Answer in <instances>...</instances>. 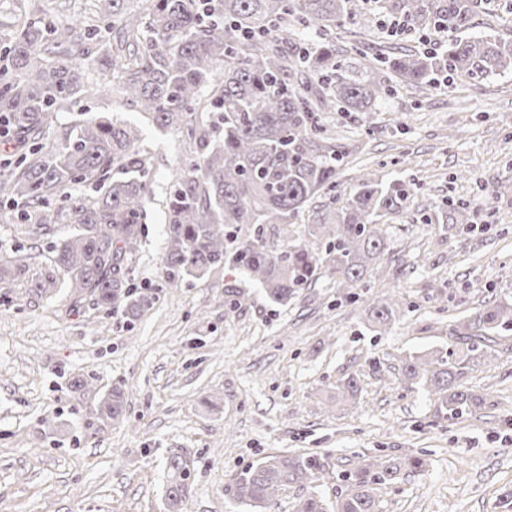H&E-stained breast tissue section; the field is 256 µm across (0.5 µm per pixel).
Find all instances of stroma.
Here are the masks:
<instances>
[{
  "mask_svg": "<svg viewBox=\"0 0 512 512\" xmlns=\"http://www.w3.org/2000/svg\"><path fill=\"white\" fill-rule=\"evenodd\" d=\"M89 109L143 129L151 198L129 276L160 299L132 320L118 308H72L65 289L33 294L53 272L48 256L0 222V248L26 256L24 274L0 280V512H164L172 451L195 461L182 512H233L228 481L278 451L318 453L316 488L331 500L355 455L423 456L424 471L378 489L377 512H512V330L468 375L487 400L471 415L437 420L401 374L404 356L447 349L450 325L512 297V69L430 91L400 85L376 111L320 115L347 155L335 195L316 198L301 223L345 202L360 173L413 185L404 208L383 217L389 247L356 287L376 300L397 291L411 305L382 335L327 272L285 306L227 267L166 286L163 202L188 135L109 96ZM453 203L469 226L448 223ZM229 288L244 293L234 309ZM350 375L356 397L337 399ZM115 386L126 412L106 421L98 409Z\"/></svg>",
  "mask_w": 512,
  "mask_h": 512,
  "instance_id": "obj_1",
  "label": "stroma"
}]
</instances>
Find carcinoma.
Segmentation results:
<instances>
[{"label":"carcinoma","mask_w":512,"mask_h":512,"mask_svg":"<svg viewBox=\"0 0 512 512\" xmlns=\"http://www.w3.org/2000/svg\"><path fill=\"white\" fill-rule=\"evenodd\" d=\"M125 2L112 0V11L87 25L60 24L35 7L0 38V122L13 145L0 170V221L47 238L71 306L89 299L107 315L121 306L134 319L156 300L153 289L127 278L144 234L151 162L140 127L105 116L76 119L52 144L43 143L57 113L106 91L105 84H83L79 60L112 57L120 72L112 93L161 128L187 130L195 144L165 200L168 285L226 264L280 305L326 267L342 287L362 280L386 249L375 221L412 196L403 181L384 185L363 173L345 203L293 230L315 196L336 189L345 157L320 128L318 113L338 106L371 112L396 84L427 89L446 74L480 80L512 69L511 41L465 36L477 15L489 13L490 0H375L371 8L364 0H141L133 12ZM396 18L422 34H448L447 49L386 46L357 68L332 36L352 26L364 37L379 20ZM316 24L317 44L299 37ZM198 112L208 120L193 119ZM79 184L96 187L92 200L72 196ZM62 216L69 233L58 237L54 225ZM245 226L250 234L243 237ZM347 299L365 304L380 334L408 314L397 294L369 303L359 293ZM509 329L512 303L490 302L451 329L452 349L403 357L404 377L433 397L436 418L457 419L484 404L464 381L488 357L493 336ZM122 412L123 393L109 390L100 416L116 420ZM425 466L417 456L403 462L361 455L345 474L344 494L333 502L311 491L296 512H376L375 486ZM166 469V512H179L193 459L174 453ZM319 469L314 455L269 453L233 476V501L271 512L280 491L314 481Z\"/></svg>","instance_id":"cac0c4a2"}]
</instances>
